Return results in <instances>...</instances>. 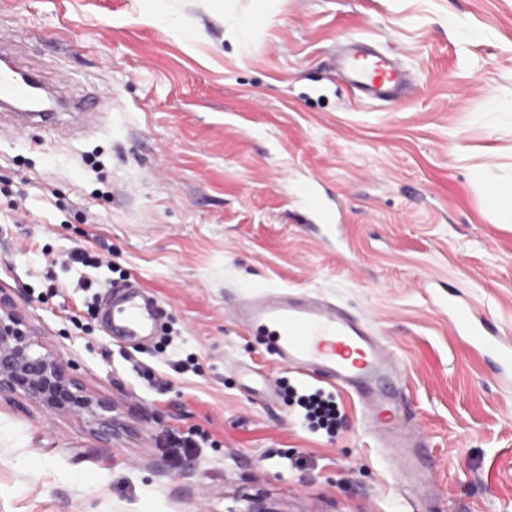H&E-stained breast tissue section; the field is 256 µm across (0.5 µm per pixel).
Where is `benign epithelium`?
Segmentation results:
<instances>
[{
	"instance_id": "obj_1",
	"label": "benign epithelium",
	"mask_w": 512,
	"mask_h": 512,
	"mask_svg": "<svg viewBox=\"0 0 512 512\" xmlns=\"http://www.w3.org/2000/svg\"><path fill=\"white\" fill-rule=\"evenodd\" d=\"M36 405L51 416L84 420L100 439L114 435L116 406L88 391L57 353L45 349L13 312L9 296L0 294V395Z\"/></svg>"
}]
</instances>
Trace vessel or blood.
I'll list each match as a JSON object with an SVG mask.
<instances>
[{
	"label": "vessel or blood",
	"mask_w": 512,
	"mask_h": 512,
	"mask_svg": "<svg viewBox=\"0 0 512 512\" xmlns=\"http://www.w3.org/2000/svg\"><path fill=\"white\" fill-rule=\"evenodd\" d=\"M337 60L357 99L389 103L415 91L410 71L368 41L340 43ZM36 84L30 75L1 67L0 103L27 102ZM437 305L447 309L453 334L466 339L484 358L503 387L512 386V338L480 318L459 294L438 300ZM160 315L156 298L136 282L124 283L103 308L111 334L129 338L155 335ZM231 316L243 328L266 337L275 363L294 373L300 384L327 383L354 394L365 423L396 467L399 490L418 500L433 497L436 474L426 437L384 385L388 379L403 381V365L368 322L336 304L285 289L248 295L233 307Z\"/></svg>",
	"instance_id": "vessel-or-blood-1"
}]
</instances>
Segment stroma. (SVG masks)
<instances>
[{"label":"stroma","instance_id":"35a3bbf8","mask_svg":"<svg viewBox=\"0 0 512 512\" xmlns=\"http://www.w3.org/2000/svg\"><path fill=\"white\" fill-rule=\"evenodd\" d=\"M251 2L164 0L149 24L139 0H0L17 63L116 98L83 127L0 125V291L124 426L108 443L0 397V512H403L357 401L310 430L295 376L225 315L269 289L339 302L397 353L436 460L418 512H512V390L431 303L463 293L512 336V223L484 203L512 179V0H273L228 40ZM343 37L381 41L419 92L355 102ZM132 279L163 310L139 343L100 316Z\"/></svg>","mask_w":512,"mask_h":512}]
</instances>
